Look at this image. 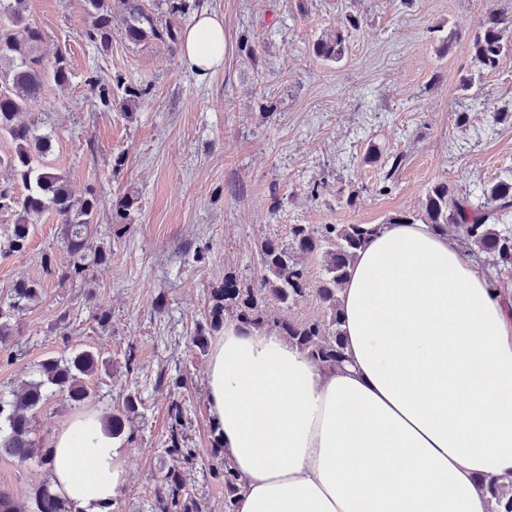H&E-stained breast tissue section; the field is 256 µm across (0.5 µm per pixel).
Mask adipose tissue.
<instances>
[{
    "instance_id": "adipose-tissue-1",
    "label": "adipose tissue",
    "mask_w": 512,
    "mask_h": 512,
    "mask_svg": "<svg viewBox=\"0 0 512 512\" xmlns=\"http://www.w3.org/2000/svg\"><path fill=\"white\" fill-rule=\"evenodd\" d=\"M224 19L199 13L181 56L224 66ZM346 360L316 365L274 330L233 321L207 371L211 424L242 482L238 512H489L480 479H512V311L450 236L382 224L341 293ZM102 412L52 436L51 489L111 512L121 485Z\"/></svg>"
}]
</instances>
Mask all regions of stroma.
I'll list each match as a JSON object with an SVG mask.
<instances>
[{
  "mask_svg": "<svg viewBox=\"0 0 512 512\" xmlns=\"http://www.w3.org/2000/svg\"><path fill=\"white\" fill-rule=\"evenodd\" d=\"M187 3L224 17V67L204 79L179 49L129 41L123 8L112 9L104 47L86 36V0H28L40 55L66 56L71 79L46 83L22 118L52 134L45 162L74 197L96 198L91 240L111 259L66 278L63 226L52 213L35 220L24 253H0V296L21 280L41 285L0 343V392L18 389L46 357L98 352L89 407L109 413L126 395L140 401L117 460V512H150L171 464L174 400L196 451L183 470L186 491L207 512H224V482L210 470V352L194 339H217L210 292L228 273L257 279L261 240L292 224H384L420 212L436 183L479 196L512 172V120L494 118L512 109V56L481 75L470 50L479 19L512 15V0ZM349 14L356 29L344 26ZM339 30L345 58H317L313 43ZM474 76L482 94L464 86ZM397 155L401 166L385 179ZM122 201L126 221L116 224ZM45 473L35 458L0 460V486L21 503Z\"/></svg>",
  "mask_w": 512,
  "mask_h": 512,
  "instance_id": "35a3bbf8",
  "label": "stroma"
}]
</instances>
